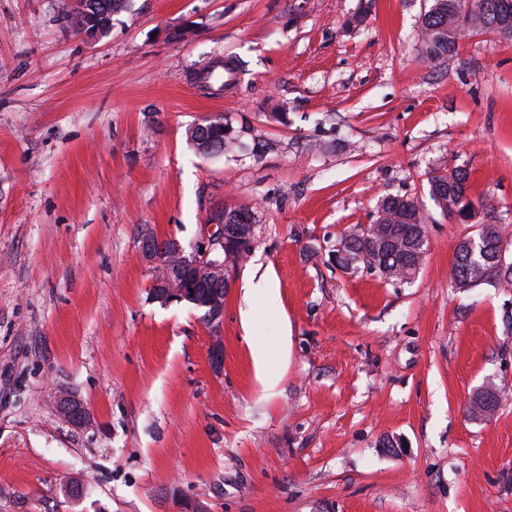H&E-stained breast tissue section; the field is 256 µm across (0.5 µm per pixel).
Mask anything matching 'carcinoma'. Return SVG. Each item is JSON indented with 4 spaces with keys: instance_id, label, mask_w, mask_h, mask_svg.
<instances>
[{
    "instance_id": "carcinoma-1",
    "label": "carcinoma",
    "mask_w": 512,
    "mask_h": 512,
    "mask_svg": "<svg viewBox=\"0 0 512 512\" xmlns=\"http://www.w3.org/2000/svg\"><path fill=\"white\" fill-rule=\"evenodd\" d=\"M91 8L83 16L70 18L71 28L79 33L87 26H95L105 21L100 13L109 14L123 8L125 0H89ZM472 30H491L505 39L512 38V0H430L421 21L422 62L432 66L453 54L462 36ZM214 136L222 144L221 151L232 152L238 149L240 141L235 131L224 128L214 131ZM468 171L457 167L451 173L435 172L429 178L430 194L444 212L455 208L469 209L473 203L493 212L490 198L471 199L468 194ZM426 218L416 201L410 197L387 195L376 210L372 223L349 228L343 237L354 243V252L343 258H332L336 266L346 267L348 262L363 264L365 268L394 284H410L420 272L418 265L406 268L401 265V254L414 246V233L425 232ZM485 244L495 246L503 239L500 224H483L479 229ZM387 238V249L377 255L371 251L373 240ZM451 284L462 288H474L483 283L512 285V274L499 276L496 272L477 275L474 266L468 264L461 253L455 255L449 270Z\"/></svg>"
}]
</instances>
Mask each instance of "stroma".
Instances as JSON below:
<instances>
[{"label": "stroma", "instance_id": "1", "mask_svg": "<svg viewBox=\"0 0 512 512\" xmlns=\"http://www.w3.org/2000/svg\"><path fill=\"white\" fill-rule=\"evenodd\" d=\"M64 3L0 0V512H512V287L448 281L477 225L512 243V40L473 32L428 67L427 0H126L92 43ZM230 56L229 90L197 81ZM211 117L243 151H195ZM457 167L493 214L435 204L431 172ZM386 195L427 217L401 286L329 260ZM241 204L217 373L198 312L150 301L138 236L190 249ZM256 272L279 312L246 295ZM55 407L59 417L71 426L89 429L93 426L92 418L82 401L68 391L55 394Z\"/></svg>", "mask_w": 512, "mask_h": 512}]
</instances>
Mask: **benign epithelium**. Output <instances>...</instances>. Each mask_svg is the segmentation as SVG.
<instances>
[{"label":"benign epithelium","instance_id":"7a95c632","mask_svg":"<svg viewBox=\"0 0 512 512\" xmlns=\"http://www.w3.org/2000/svg\"><path fill=\"white\" fill-rule=\"evenodd\" d=\"M224 125L221 118L205 119L189 128L200 138V152L214 149L208 131ZM224 210L214 212L207 232L191 252H186L174 237L160 238L150 229L140 233V256L153 265L155 277L150 300L163 306L183 301L197 306L201 319L210 332V360L217 372L224 365V298L231 288L232 272L240 259L234 255L236 224H227ZM59 417L71 426L89 429L92 418L82 401L68 391L55 394Z\"/></svg>","mask_w":512,"mask_h":512}]
</instances>
